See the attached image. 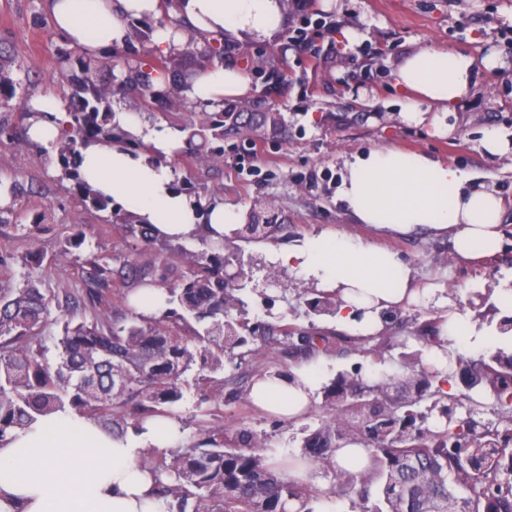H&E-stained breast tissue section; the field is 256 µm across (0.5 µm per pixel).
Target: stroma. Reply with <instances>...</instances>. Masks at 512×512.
Masks as SVG:
<instances>
[{
	"label": "stroma",
	"mask_w": 512,
	"mask_h": 512,
	"mask_svg": "<svg viewBox=\"0 0 512 512\" xmlns=\"http://www.w3.org/2000/svg\"><path fill=\"white\" fill-rule=\"evenodd\" d=\"M346 27L357 32L356 44L338 41ZM57 42L47 0H0V50L21 68L19 97L31 101L58 94ZM510 44L512 0H290L277 33L225 39L226 61L235 62L246 53L262 57L267 68L283 74L282 123L264 124L250 145L238 134L226 135L223 156L205 162L181 151L169 165L213 201L256 212L261 221L276 224L267 240L235 242L244 255L261 260L246 268L240 292L249 317L275 327L312 323L324 335H338L335 318L311 321L303 316L297 289L306 279L303 272L290 270L295 285L285 291L264 284L268 266L278 264L281 253L314 236L337 235L396 253L420 285L443 284L449 310L461 314L474 330L461 337L455 353L477 359L498 347L495 326L476 320L467 299L488 287H512V262L496 257L478 264L462 262L452 254L447 237L425 229L394 234L358 223L337 186L346 156L396 146L454 163L472 173L476 184L512 201V155L490 157L480 145L487 127L512 129V55L505 52ZM448 46L476 57L493 48L500 51L502 63L493 70L478 68L476 85L456 114L453 131L434 137L427 125L402 118L390 73L411 52ZM0 180L12 186L17 212L15 223L0 224V251L28 258L26 264L13 265L15 283L29 279L57 295L82 287L81 258L98 251L126 255L124 223L103 222L101 213L86 208L73 190L54 182L51 165L27 139L0 143ZM78 231L85 240L76 257L58 260L66 239ZM160 257L167 262L168 277L161 283L167 289L186 275L190 259L176 242L158 241L137 250L141 264ZM357 363L370 378L405 373L389 353L364 357L349 343L331 342L308 356L290 353L282 345L264 350L237 384H223L217 373L202 390L185 393L175 407L182 440H194L204 425L233 443L243 432L256 435L269 459L299 454L300 424L251 403L252 374L311 369L318 392L304 423L315 426L331 418L322 406L320 387Z\"/></svg>",
	"instance_id": "obj_1"
}]
</instances>
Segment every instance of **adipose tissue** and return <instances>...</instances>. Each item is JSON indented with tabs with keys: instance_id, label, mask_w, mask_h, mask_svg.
<instances>
[{
	"instance_id": "1",
	"label": "adipose tissue",
	"mask_w": 512,
	"mask_h": 512,
	"mask_svg": "<svg viewBox=\"0 0 512 512\" xmlns=\"http://www.w3.org/2000/svg\"><path fill=\"white\" fill-rule=\"evenodd\" d=\"M48 7L57 33L97 55L124 42L128 19L159 13L158 0H48ZM177 13L210 39L227 32L269 34L282 21L273 0H180ZM499 64L500 54L492 48L479 59L455 48L406 55L392 73L403 96L404 119L428 124L431 135H447L448 117L463 107L477 67ZM248 88L241 71L216 67L205 71L187 96L218 102ZM31 109L27 136L50 148L60 136L65 103L39 98ZM115 120L143 147L129 150L116 143L81 150L79 170L86 183L139 223L152 225L159 238L187 243L207 234L216 240L227 226L243 223L241 212L221 203L201 217L191 199L173 188L170 167L158 159L175 155L183 146L180 137L128 112L117 113ZM340 196L359 223L401 234L418 227L447 234L461 260H483L502 248L506 201L493 190L469 186L467 174L444 160L392 146L354 155L345 162ZM281 262L302 269L320 289L338 290V319L353 334L381 332L384 308L406 300L427 304L437 295L433 288L415 289L411 270L396 254L348 238L308 239L300 249L282 254ZM361 308L365 318L352 320ZM313 395L314 379L306 370L268 372L250 393L257 406L291 419L309 411ZM180 437L179 424L168 417L128 429L119 440L72 411L38 418L0 445V512H162L151 497L152 475L141 459L147 449L174 447Z\"/></svg>"
}]
</instances>
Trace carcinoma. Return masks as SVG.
I'll return each mask as SVG.
<instances>
[{"label":"carcinoma","instance_id":"1","mask_svg":"<svg viewBox=\"0 0 512 512\" xmlns=\"http://www.w3.org/2000/svg\"><path fill=\"white\" fill-rule=\"evenodd\" d=\"M153 33L150 27L130 24V35L141 42L144 55L123 61L116 74L125 80L121 87L115 85L116 78L106 84L97 80L102 68L114 69L110 55L86 54L63 38L56 45L64 65L60 77L68 121L65 136L53 144L58 170L54 180L72 184L84 206L109 212L105 222L125 223L134 251L140 243H152L150 225L134 223L122 206L86 185L76 169V156L90 144L117 139L139 148V142L114 121L112 98L136 94L146 106L157 96L184 103L183 92L205 71L204 61L223 56L221 41L214 39L199 52L196 70L183 66L175 51L165 57L164 68L148 67L145 59L153 54ZM21 84L11 66L1 62L0 109L27 106L13 103ZM190 112L200 127L178 125L187 133V150L223 154L224 111L209 112L199 103L190 105ZM199 239L208 250L195 255L189 273L166 289L170 308L158 317L112 312V290L147 286L149 278L163 280L165 266L149 269L125 259L114 267L115 259L102 252L84 258L85 288L65 295L68 320L55 345L53 364L43 333L57 298L29 280L19 286L4 278L13 255H0L1 443L37 417L68 409L122 438L128 428L150 418L175 417L171 406L183 399L186 373L195 366L200 373H215L226 363L238 369L273 344L300 354L326 344L325 336L294 338L282 330L271 336L228 334L224 321L245 317V304L238 289L224 287V243L213 244L204 235ZM414 340L415 348L406 337H349L363 356L395 351L402 365L415 366L399 379L383 374L370 380L362 369L352 370V386L359 395L342 403L336 393L346 381L324 386L323 405L336 413V420L301 428V452L288 460V468L333 471V492L349 500L351 512H512V351L498 347L480 362L457 357L458 370L473 388L490 392L505 419L487 424L479 419L477 423L485 424L483 433L450 436L457 421L431 426L428 420L443 412L451 376L423 363V351H446L445 322L424 324ZM414 377L419 390L426 392L421 402L428 410L421 412L413 405L387 408V386H402ZM338 432L344 433V443L364 447L363 469L350 472L336 464ZM253 439L244 433L241 443L233 446L224 444L223 436L208 433L168 453L148 449L144 463L153 473L156 497L168 512H288L290 502L298 503L301 512H313L309 505L325 492L313 483L290 480L281 467L267 462Z\"/></svg>","mask_w":512,"mask_h":512}]
</instances>
